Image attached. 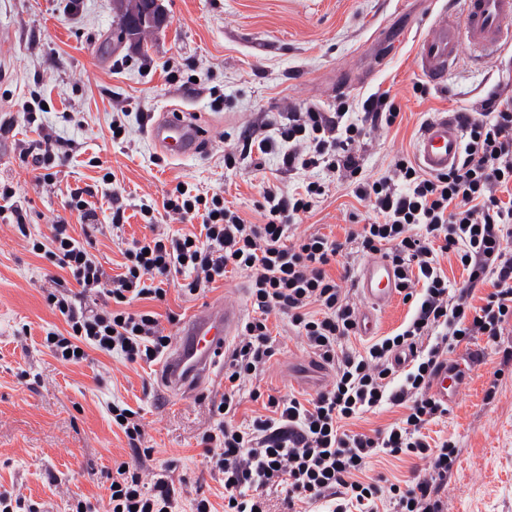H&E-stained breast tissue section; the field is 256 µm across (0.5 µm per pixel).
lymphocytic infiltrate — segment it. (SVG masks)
Instances as JSON below:
<instances>
[{
  "instance_id": "1",
  "label": "lymphocytic infiltrate",
  "mask_w": 512,
  "mask_h": 512,
  "mask_svg": "<svg viewBox=\"0 0 512 512\" xmlns=\"http://www.w3.org/2000/svg\"><path fill=\"white\" fill-rule=\"evenodd\" d=\"M399 117V105L385 91L370 95L358 112L342 99L332 112L294 109L250 125L240 151L225 153V165L274 153L289 173L316 170L319 178L308 177L288 192L265 187L258 224L227 207L222 192L204 197L173 190L162 202L164 211L200 219L199 235L156 232L133 241L123 272L115 276L89 251L93 235L103 230L87 200L91 188L69 194L82 237H74L61 218L49 236L36 238L26 233L28 213L16 204L13 188L0 186V220L16 225L30 252L69 276L63 293L48 296L67 329L44 338L64 363L85 361L90 349L121 354L131 363L161 360L172 338L157 313L139 309V302L165 301L171 286L197 296L228 270L246 273L251 314L224 362V395L213 404L214 421L201 438L207 465L224 477L223 512H267L265 492L273 487L283 490L290 510L325 500L332 512H448L444 491L458 450L448 440L430 444L424 433L448 413L430 394V382L455 347L478 339L495 347L501 369L512 368V346L501 344L512 323V199L498 195L512 186V95L495 89L479 109L455 112L465 135L455 167L427 173L401 155L378 178L365 177L367 139ZM328 176L368 203L374 221L351 225L341 240L317 231L294 235L292 221L324 195ZM368 255L395 268L397 293L411 315L358 352L346 345L358 333L359 311L344 283L351 259ZM450 255L467 274L463 286L451 285L441 267V257ZM336 265L342 269L337 278L330 273ZM92 295L101 309L87 308ZM273 316L287 320L333 377L305 399L252 391V398H264L266 413L243 427L230 414L244 383L276 354ZM403 348L412 359L399 373L391 359ZM387 404L403 408L399 422L371 435L347 430V421ZM108 412L136 458L112 479L111 512H179L182 493L171 476H143L140 462L153 451L142 444L140 412L116 403ZM381 454L414 456L426 466L410 484L385 487L367 475Z\"/></svg>"
}]
</instances>
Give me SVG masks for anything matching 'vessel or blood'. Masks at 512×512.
Here are the masks:
<instances>
[{
  "label": "vessel or blood",
  "instance_id": "1",
  "mask_svg": "<svg viewBox=\"0 0 512 512\" xmlns=\"http://www.w3.org/2000/svg\"><path fill=\"white\" fill-rule=\"evenodd\" d=\"M486 56L512 44V0H462L461 12L440 15L419 44L420 71L433 84H441L455 63L461 45ZM463 130L448 115L429 120L422 129L416 154L421 165L436 173L456 164L462 152ZM150 139L175 157L199 153L204 129L195 113L174 105L150 128ZM395 272L384 258L365 260L356 286L366 302L358 320L362 335H373L374 312L395 294ZM243 319L240 302L224 300L197 308L182 324L159 372L162 386L174 395L194 392L214 380ZM463 381L455 369H442L430 385L431 394L449 403L456 399Z\"/></svg>",
  "mask_w": 512,
  "mask_h": 512
}]
</instances>
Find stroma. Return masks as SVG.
<instances>
[{"instance_id": "obj_1", "label": "stroma", "mask_w": 512, "mask_h": 512, "mask_svg": "<svg viewBox=\"0 0 512 512\" xmlns=\"http://www.w3.org/2000/svg\"><path fill=\"white\" fill-rule=\"evenodd\" d=\"M452 0H162L168 22L139 41L118 37L116 0H0V33L9 47L0 56V183L11 185L30 214L29 230L45 235L57 218L77 224L67 203L71 189L91 186L90 204L110 223L106 193L121 192L127 221L116 234L97 235L91 251L108 275L121 271L122 251L146 232L143 200L162 202L177 183L200 192L223 190L224 200L247 221L260 223L263 182L294 183L278 155L254 156L228 167L224 153L261 114L288 107L334 111L337 99L361 107L377 91L395 94L402 121L373 134L363 152L367 175L384 173L400 153L414 154L428 119L478 107L496 86L512 85V46L481 59L462 48L443 86L426 96L413 90L420 38ZM200 114L207 149L175 158L147 131L168 106ZM123 108L126 134L113 138L112 114ZM60 136L71 159L53 184L42 181L22 150L37 139L34 124ZM369 212L345 185L330 184L298 232L344 239ZM63 275L47 258L29 252L13 225L0 221V494H22L37 512H70L73 499L88 512H106L108 487L132 451L107 406L125 402L139 410L146 466L170 469L183 488L182 512L205 497L224 508V483L203 462L200 438L213 422L211 404L224 379L188 397L162 395L158 365L131 364L120 355L90 351L87 361L66 364L44 345L64 322L46 297ZM248 279L227 273L201 296L169 289L148 308L179 323L197 307L224 299L246 301ZM278 352L235 413L250 425L262 414V394H311L330 373L318 372L288 323L271 318ZM499 366L486 352L466 374L448 414L425 428L431 441L452 440L460 453L448 481V512H512V372L498 382L494 401L485 388Z\"/></svg>"}]
</instances>
